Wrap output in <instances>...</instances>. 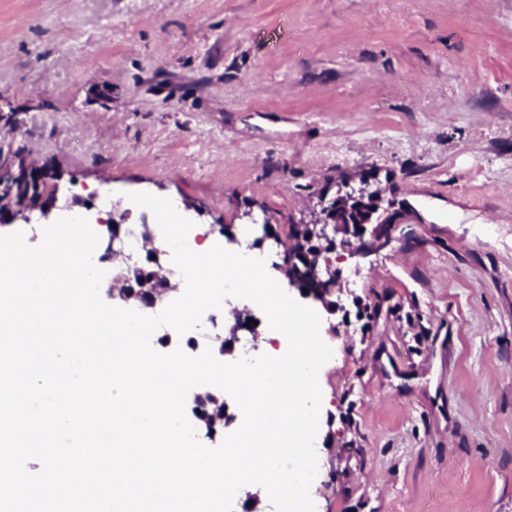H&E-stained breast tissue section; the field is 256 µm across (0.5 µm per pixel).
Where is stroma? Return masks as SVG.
<instances>
[{"label":"stroma","mask_w":512,"mask_h":512,"mask_svg":"<svg viewBox=\"0 0 512 512\" xmlns=\"http://www.w3.org/2000/svg\"><path fill=\"white\" fill-rule=\"evenodd\" d=\"M0 108V147L58 171L55 220L153 227L146 192L264 253L245 211L284 236L374 171L406 235L336 248L335 294L304 301L333 350L310 496L512 512V0H0Z\"/></svg>","instance_id":"stroma-1"}]
</instances>
